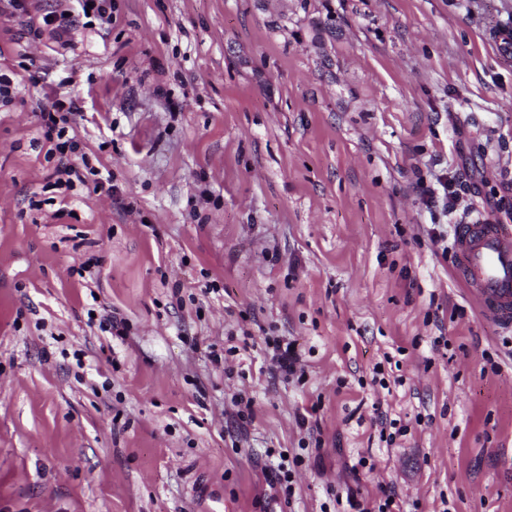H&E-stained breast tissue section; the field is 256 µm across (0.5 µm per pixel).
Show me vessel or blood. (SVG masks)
<instances>
[{
	"label": "vessel or blood",
	"mask_w": 512,
	"mask_h": 512,
	"mask_svg": "<svg viewBox=\"0 0 512 512\" xmlns=\"http://www.w3.org/2000/svg\"><path fill=\"white\" fill-rule=\"evenodd\" d=\"M455 273L482 315L512 332V225L492 218L458 225Z\"/></svg>",
	"instance_id": "b4317fda"
}]
</instances>
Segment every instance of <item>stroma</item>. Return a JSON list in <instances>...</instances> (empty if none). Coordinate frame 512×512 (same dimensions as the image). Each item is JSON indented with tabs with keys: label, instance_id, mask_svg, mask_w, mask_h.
<instances>
[{
	"label": "stroma",
	"instance_id": "1",
	"mask_svg": "<svg viewBox=\"0 0 512 512\" xmlns=\"http://www.w3.org/2000/svg\"><path fill=\"white\" fill-rule=\"evenodd\" d=\"M26 5L0 14V512L371 510L383 486L405 512H512V334L431 239L512 225V52L491 40L512 0H112L107 29ZM46 11L62 41L30 32ZM58 95L112 193L50 188ZM439 175L469 185L446 215L416 190ZM106 307L125 336L91 324ZM271 334L303 379L269 376ZM381 497L377 505V511H371L367 508H363L361 503L351 494L347 493L345 504L343 503V497L338 496L336 498V504L341 506L344 512H402L400 499L392 488H380Z\"/></svg>",
	"mask_w": 512,
	"mask_h": 512
}]
</instances>
